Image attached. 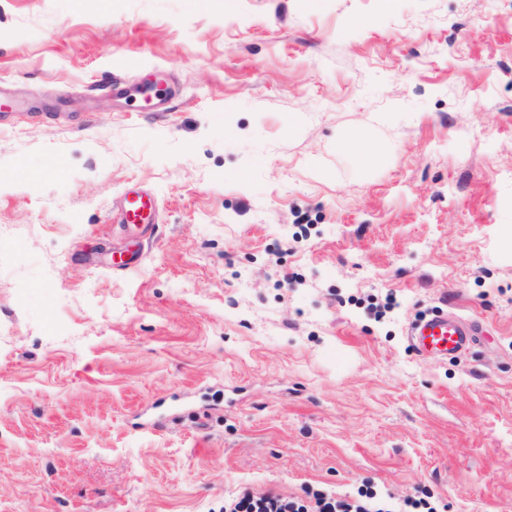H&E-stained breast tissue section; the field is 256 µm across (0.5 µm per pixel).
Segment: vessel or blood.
I'll use <instances>...</instances> for the list:
<instances>
[{
	"label": "vessel or blood",
	"mask_w": 512,
	"mask_h": 512,
	"mask_svg": "<svg viewBox=\"0 0 512 512\" xmlns=\"http://www.w3.org/2000/svg\"><path fill=\"white\" fill-rule=\"evenodd\" d=\"M155 217L153 198L139 191L127 193L117 211L119 222L131 227L154 224ZM408 336L420 355L438 357L467 350L474 341L475 333L456 315L449 314L421 319L411 326Z\"/></svg>",
	"instance_id": "obj_1"
}]
</instances>
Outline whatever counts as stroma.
<instances>
[{"mask_svg":"<svg viewBox=\"0 0 512 512\" xmlns=\"http://www.w3.org/2000/svg\"><path fill=\"white\" fill-rule=\"evenodd\" d=\"M364 486L512 512V0H0V512ZM156 207L153 198L145 192L132 191L124 196L117 211L120 224L131 227H147L155 224ZM409 339L427 357L460 354L473 343L475 332L455 314L423 318L410 327Z\"/></svg>","mask_w":512,"mask_h":512,"instance_id":"35a3bbf8","label":"stroma"}]
</instances>
